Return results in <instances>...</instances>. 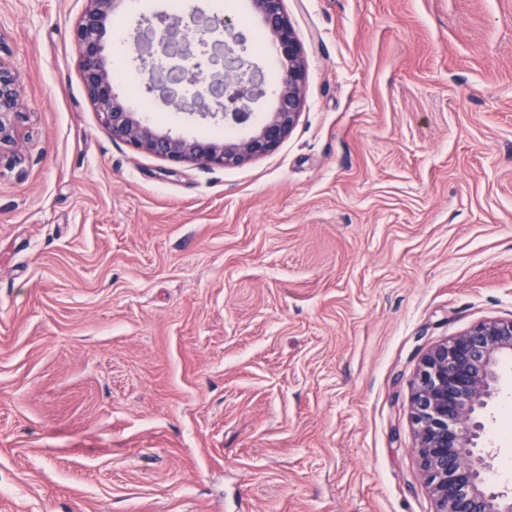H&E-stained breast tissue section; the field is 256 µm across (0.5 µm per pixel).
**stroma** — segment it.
Here are the masks:
<instances>
[{
  "label": "stroma",
  "mask_w": 512,
  "mask_h": 512,
  "mask_svg": "<svg viewBox=\"0 0 512 512\" xmlns=\"http://www.w3.org/2000/svg\"><path fill=\"white\" fill-rule=\"evenodd\" d=\"M84 8L0 0V512H436L412 376L512 317V0H284L301 114L227 167L112 139ZM18 86V73L0 60V147L13 139L10 116L18 109Z\"/></svg>",
  "instance_id": "1"
}]
</instances>
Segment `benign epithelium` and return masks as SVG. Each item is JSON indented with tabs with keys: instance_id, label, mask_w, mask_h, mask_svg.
<instances>
[{
	"instance_id": "obj_1",
	"label": "benign epithelium",
	"mask_w": 512,
	"mask_h": 512,
	"mask_svg": "<svg viewBox=\"0 0 512 512\" xmlns=\"http://www.w3.org/2000/svg\"><path fill=\"white\" fill-rule=\"evenodd\" d=\"M120 0H86L73 29L81 55L86 93L101 123L118 140L138 151L173 163L237 165L265 156L286 139L303 105L306 68L302 44L283 8V0H251L282 64L271 111L257 115L252 104L265 95L261 68L251 61L247 39L234 35V46L201 27L197 12L178 18L159 13L141 20L126 41L141 64L174 66L190 57L210 75V90L193 99L194 115L215 126L246 125L244 138H188L161 132L144 112H135L113 93L114 72L104 54L107 23ZM18 73L0 61V145L13 139L10 116L18 109ZM146 93L169 110L187 104L149 80ZM512 352V318L480 321L433 346L422 357L412 380L415 450L437 512H512V491H500L486 478L487 456L478 446L485 424L479 417L495 393L498 358Z\"/></svg>"
}]
</instances>
